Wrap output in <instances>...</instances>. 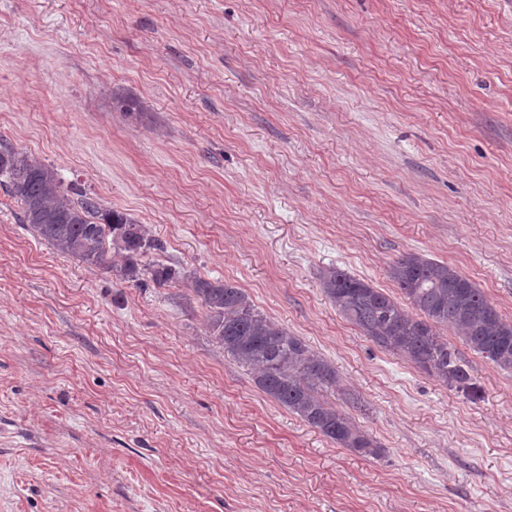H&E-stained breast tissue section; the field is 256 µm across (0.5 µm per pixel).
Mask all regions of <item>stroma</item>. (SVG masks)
I'll return each mask as SVG.
<instances>
[{"instance_id": "stroma-1", "label": "stroma", "mask_w": 512, "mask_h": 512, "mask_svg": "<svg viewBox=\"0 0 512 512\" xmlns=\"http://www.w3.org/2000/svg\"><path fill=\"white\" fill-rule=\"evenodd\" d=\"M126 213L158 286L57 254L0 186V512H512V372L473 400L325 296L419 252L512 322V0H0V140ZM332 364L362 456L210 336L196 278Z\"/></svg>"}]
</instances>
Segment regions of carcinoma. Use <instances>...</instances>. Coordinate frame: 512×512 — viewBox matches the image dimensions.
I'll return each mask as SVG.
<instances>
[{
  "label": "carcinoma",
  "mask_w": 512,
  "mask_h": 512,
  "mask_svg": "<svg viewBox=\"0 0 512 512\" xmlns=\"http://www.w3.org/2000/svg\"><path fill=\"white\" fill-rule=\"evenodd\" d=\"M0 176L20 201V221L57 252L103 268L123 281L149 278L165 285L180 270L141 263L157 248L143 225L105 210L93 197L68 198L54 169L0 141ZM390 277L416 313L361 278L332 267L322 289L339 314L384 349L471 399L481 389L459 352L439 336L450 328L470 350L500 369L512 371V323L505 321L484 292L456 268L408 253L390 268ZM194 293L206 307L209 333L234 361L247 367L258 387L334 443L364 456L380 448L349 416L322 395L336 383L331 365L306 342L258 312L245 292L228 282L198 278Z\"/></svg>",
  "instance_id": "cac0c4a2"
}]
</instances>
